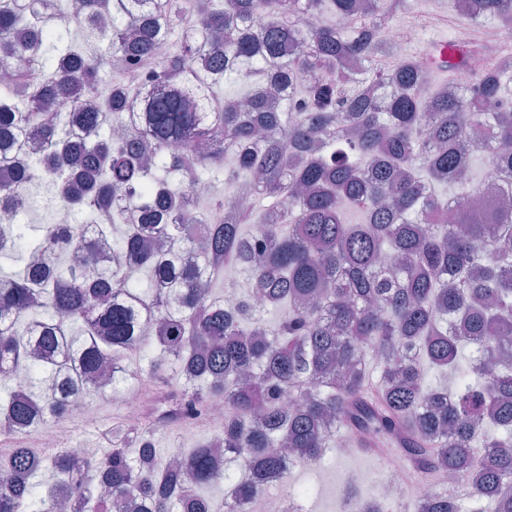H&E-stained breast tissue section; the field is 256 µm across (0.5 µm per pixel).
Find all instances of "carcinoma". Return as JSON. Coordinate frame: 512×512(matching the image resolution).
<instances>
[{"label":"carcinoma","mask_w":512,"mask_h":512,"mask_svg":"<svg viewBox=\"0 0 512 512\" xmlns=\"http://www.w3.org/2000/svg\"><path fill=\"white\" fill-rule=\"evenodd\" d=\"M72 19L101 31L108 60L60 41L48 0H0V160L24 142L51 150L0 183V212L27 210L45 187L92 224H46L39 239L0 232V434L34 429L83 400L135 382L206 416L224 399V433L179 453L156 448L153 420L112 428L90 470L61 448L18 443L0 462V512H248L274 479L321 458L342 428L380 438L404 466L473 476L472 495L512 512V112L492 105L512 79L498 61L439 88L412 60L384 70L389 20L406 0H81ZM471 15L512 25V0H469ZM326 11L336 23L304 25ZM260 77L240 99L226 82ZM505 177L478 216L448 222L441 183L478 195L471 156ZM261 175L271 200L207 224L193 190L221 181L240 194ZM135 204L130 221L114 209ZM347 207L364 214L346 224ZM154 238L160 248H142ZM104 238L115 265L97 255ZM393 252L402 276L380 263ZM248 275L224 310V270ZM146 272V281L134 273ZM282 309L268 327L262 313ZM473 349L467 368L459 349ZM149 349L147 370L131 366ZM381 369L368 390L366 355ZM172 365L180 393L162 383ZM454 387L433 388L427 368ZM411 512H460L450 489H428Z\"/></svg>","instance_id":"cac0c4a2"}]
</instances>
